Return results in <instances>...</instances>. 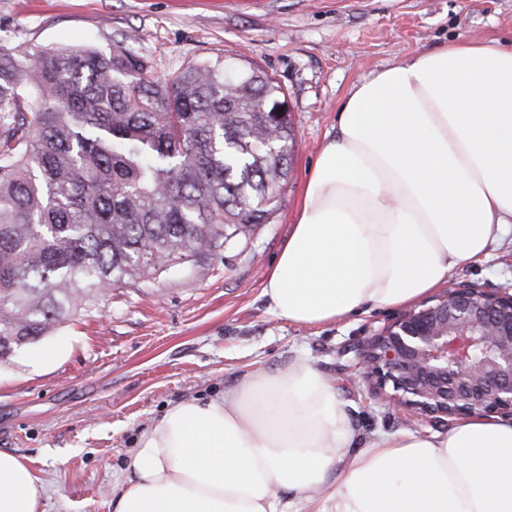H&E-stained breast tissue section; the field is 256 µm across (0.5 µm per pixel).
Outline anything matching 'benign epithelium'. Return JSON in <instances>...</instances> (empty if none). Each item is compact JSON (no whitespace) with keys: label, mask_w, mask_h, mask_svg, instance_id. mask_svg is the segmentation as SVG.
Segmentation results:
<instances>
[{"label":"benign epithelium","mask_w":512,"mask_h":512,"mask_svg":"<svg viewBox=\"0 0 512 512\" xmlns=\"http://www.w3.org/2000/svg\"><path fill=\"white\" fill-rule=\"evenodd\" d=\"M360 374L391 386L388 401L408 425L491 414L512 420V289L449 283L367 339Z\"/></svg>","instance_id":"benign-epithelium-1"}]
</instances>
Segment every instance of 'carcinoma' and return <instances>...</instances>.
I'll use <instances>...</instances> for the list:
<instances>
[{"mask_svg": "<svg viewBox=\"0 0 512 512\" xmlns=\"http://www.w3.org/2000/svg\"><path fill=\"white\" fill-rule=\"evenodd\" d=\"M228 64L0 47V351L266 220L294 127L273 79Z\"/></svg>", "mask_w": 512, "mask_h": 512, "instance_id": "cac0c4a2", "label": "carcinoma"}]
</instances>
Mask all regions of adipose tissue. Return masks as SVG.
<instances>
[{
  "mask_svg": "<svg viewBox=\"0 0 512 512\" xmlns=\"http://www.w3.org/2000/svg\"><path fill=\"white\" fill-rule=\"evenodd\" d=\"M512 236V46L460 42L351 88L263 294L297 325L399 307ZM512 512V421L402 431L359 445L309 360L165 410L131 451L113 512ZM38 479L0 450V512H44Z\"/></svg>",
  "mask_w": 512,
  "mask_h": 512,
  "instance_id": "1",
  "label": "adipose tissue"
}]
</instances>
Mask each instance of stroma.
I'll return each mask as SVG.
<instances>
[{
    "label": "stroma",
    "instance_id": "1",
    "mask_svg": "<svg viewBox=\"0 0 512 512\" xmlns=\"http://www.w3.org/2000/svg\"><path fill=\"white\" fill-rule=\"evenodd\" d=\"M120 41L161 76L246 58L282 86L296 143L266 223L198 260L97 295L0 363V449L38 478L45 512H111L131 448L170 404L233 390L247 373L301 358L334 382L360 441L405 431L356 367L364 341L397 308L296 325L273 314L262 288L352 85L450 42H512V0H0L2 47L106 52ZM452 278L487 289L512 284V242ZM57 345L59 359L39 363Z\"/></svg>",
    "mask_w": 512,
    "mask_h": 512
}]
</instances>
